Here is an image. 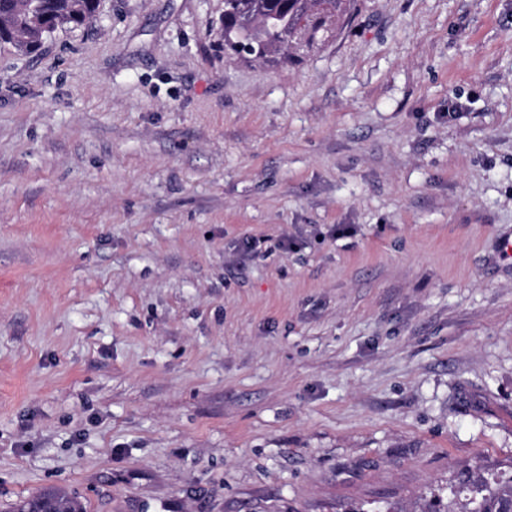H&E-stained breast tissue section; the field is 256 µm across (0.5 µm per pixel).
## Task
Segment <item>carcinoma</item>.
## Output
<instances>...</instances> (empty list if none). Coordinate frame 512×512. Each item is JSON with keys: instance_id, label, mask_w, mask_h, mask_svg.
Wrapping results in <instances>:
<instances>
[{"instance_id": "obj_1", "label": "carcinoma", "mask_w": 512, "mask_h": 512, "mask_svg": "<svg viewBox=\"0 0 512 512\" xmlns=\"http://www.w3.org/2000/svg\"><path fill=\"white\" fill-rule=\"evenodd\" d=\"M97 0H0V40L24 53H35L57 29L85 24ZM355 0H224V52L274 60L318 44L319 33L333 32L350 19ZM474 496L450 500L430 510L421 500L409 512H512V477L488 482L470 475ZM12 512H84L70 493L50 489L14 504Z\"/></svg>"}]
</instances>
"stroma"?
Wrapping results in <instances>:
<instances>
[{
  "instance_id": "obj_1",
  "label": "stroma",
  "mask_w": 512,
  "mask_h": 512,
  "mask_svg": "<svg viewBox=\"0 0 512 512\" xmlns=\"http://www.w3.org/2000/svg\"><path fill=\"white\" fill-rule=\"evenodd\" d=\"M224 0L0 43V512H388L512 474V0ZM354 9L355 0H224V52L275 60L312 48L321 31L333 33ZM12 512H84L82 504L70 493L50 489L15 503Z\"/></svg>"
}]
</instances>
